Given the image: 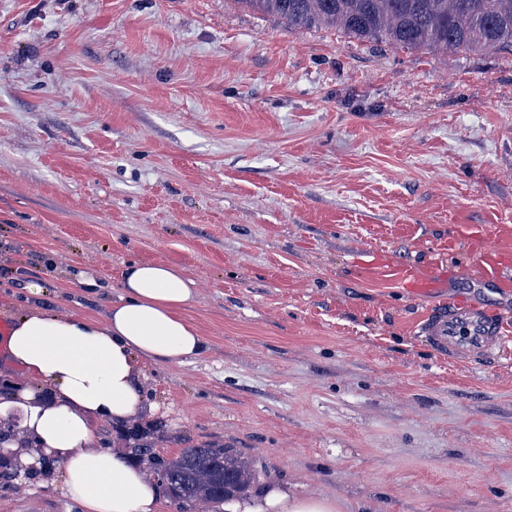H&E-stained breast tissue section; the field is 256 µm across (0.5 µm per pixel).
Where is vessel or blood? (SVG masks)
Returning <instances> with one entry per match:
<instances>
[{
    "mask_svg": "<svg viewBox=\"0 0 512 512\" xmlns=\"http://www.w3.org/2000/svg\"><path fill=\"white\" fill-rule=\"evenodd\" d=\"M421 334L439 354L450 360L484 363L501 356L508 338L493 313L460 300L434 312L422 323Z\"/></svg>",
    "mask_w": 512,
    "mask_h": 512,
    "instance_id": "b4317fda",
    "label": "vessel or blood"
}]
</instances>
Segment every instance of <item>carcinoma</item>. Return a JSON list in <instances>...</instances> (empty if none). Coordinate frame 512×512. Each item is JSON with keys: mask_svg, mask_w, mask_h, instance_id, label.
<instances>
[{"mask_svg": "<svg viewBox=\"0 0 512 512\" xmlns=\"http://www.w3.org/2000/svg\"><path fill=\"white\" fill-rule=\"evenodd\" d=\"M277 15L290 28L335 27L360 41L396 49L462 53L512 51V0H236ZM125 448L165 485L180 505L220 504L247 494L256 482L248 458L218 442L190 445L177 456L154 451L150 432L135 424L119 436Z\"/></svg>", "mask_w": 512, "mask_h": 512, "instance_id": "carcinoma-1", "label": "carcinoma"}]
</instances>
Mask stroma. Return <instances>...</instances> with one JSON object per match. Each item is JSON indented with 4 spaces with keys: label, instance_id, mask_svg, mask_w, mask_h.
Returning a JSON list of instances; mask_svg holds the SVG:
<instances>
[{
    "label": "stroma",
    "instance_id": "35a3bbf8",
    "mask_svg": "<svg viewBox=\"0 0 512 512\" xmlns=\"http://www.w3.org/2000/svg\"><path fill=\"white\" fill-rule=\"evenodd\" d=\"M139 260L195 281L209 346L141 362L157 454L228 444L338 512H512V350L419 333L457 299L512 329V53L234 0H0V321L17 272L103 319ZM0 512L82 508L58 463L0 474Z\"/></svg>",
    "mask_w": 512,
    "mask_h": 512
}]
</instances>
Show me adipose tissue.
Returning <instances> with one entry per match:
<instances>
[{
	"instance_id": "ef3b65f1",
	"label": "adipose tissue",
	"mask_w": 512,
	"mask_h": 512,
	"mask_svg": "<svg viewBox=\"0 0 512 512\" xmlns=\"http://www.w3.org/2000/svg\"><path fill=\"white\" fill-rule=\"evenodd\" d=\"M119 286L121 296L101 321L37 307L14 319L0 362L21 379L0 400V424L16 434L9 450L20 465L43 455L61 462L64 488L85 512H160L154 480L124 449L99 448L93 427L144 412L138 359L180 364L208 347L180 314L197 296L182 269L133 262L122 270ZM234 510L336 512V502L272 486Z\"/></svg>"
}]
</instances>
